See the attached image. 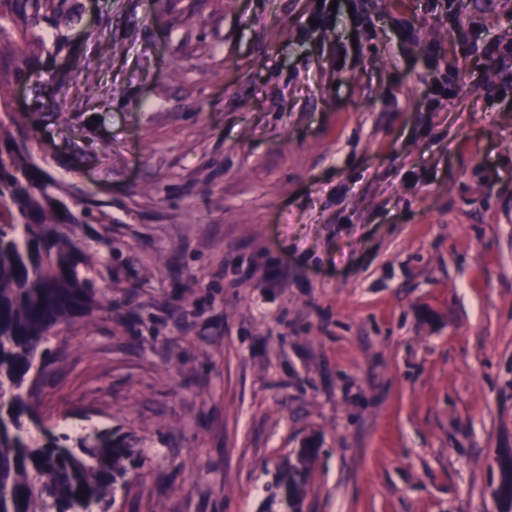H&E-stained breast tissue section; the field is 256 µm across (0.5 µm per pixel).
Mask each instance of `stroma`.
<instances>
[{"instance_id":"1","label":"stroma","mask_w":512,"mask_h":512,"mask_svg":"<svg viewBox=\"0 0 512 512\" xmlns=\"http://www.w3.org/2000/svg\"><path fill=\"white\" fill-rule=\"evenodd\" d=\"M349 3L55 0L0 53L109 218L36 410L135 448L110 512H287L305 452L301 512H507L512 0ZM310 462V454L303 453L298 459V465L293 471L288 473V477L284 482V495L288 508H295L297 502L301 500L303 493V477Z\"/></svg>"}]
</instances>
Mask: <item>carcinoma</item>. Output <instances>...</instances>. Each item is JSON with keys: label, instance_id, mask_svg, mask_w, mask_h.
I'll return each instance as SVG.
<instances>
[{"label": "carcinoma", "instance_id": "obj_1", "mask_svg": "<svg viewBox=\"0 0 512 512\" xmlns=\"http://www.w3.org/2000/svg\"><path fill=\"white\" fill-rule=\"evenodd\" d=\"M32 37L0 11V53ZM26 126L27 115L0 103V512H109L134 449L108 434H88L72 446L68 435L45 427L30 433L45 345L97 304L95 263L76 228L102 224L106 214L91 205L72 211L69 193L36 162ZM309 462L301 454L284 482L291 509ZM500 468V497L509 505L511 454Z\"/></svg>", "mask_w": 512, "mask_h": 512}]
</instances>
